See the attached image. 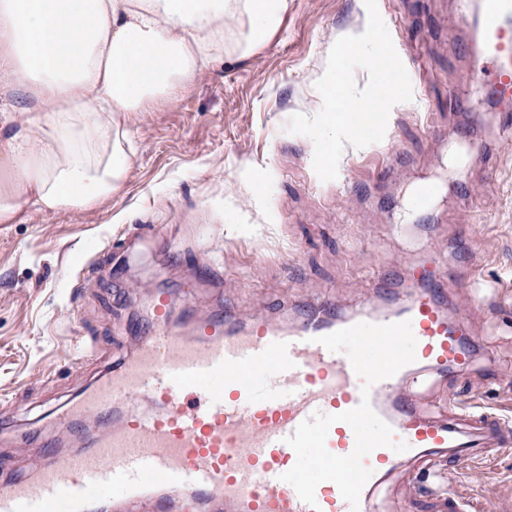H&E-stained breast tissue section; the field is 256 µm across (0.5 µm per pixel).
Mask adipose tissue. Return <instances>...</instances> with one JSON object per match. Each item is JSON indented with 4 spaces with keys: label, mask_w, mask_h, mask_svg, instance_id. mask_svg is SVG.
Here are the masks:
<instances>
[{
    "label": "adipose tissue",
    "mask_w": 512,
    "mask_h": 512,
    "mask_svg": "<svg viewBox=\"0 0 512 512\" xmlns=\"http://www.w3.org/2000/svg\"><path fill=\"white\" fill-rule=\"evenodd\" d=\"M290 0H0V224L125 183L128 120L279 35ZM25 113L15 122L14 113Z\"/></svg>",
    "instance_id": "1"
}]
</instances>
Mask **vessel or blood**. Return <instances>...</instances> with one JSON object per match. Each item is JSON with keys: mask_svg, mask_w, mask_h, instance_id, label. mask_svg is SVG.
<instances>
[{"mask_svg": "<svg viewBox=\"0 0 512 512\" xmlns=\"http://www.w3.org/2000/svg\"><path fill=\"white\" fill-rule=\"evenodd\" d=\"M478 78L490 79L497 96L512 101V0H481L477 28ZM444 264L416 266L403 275L395 304L374 314L341 318L320 301L290 324L257 318L210 320L188 336L173 332L175 298L158 291L149 326L141 330L136 355L119 362L77 401L56 416L68 426L75 414L109 417L120 404L145 400L149 410H131L101 436L87 457L62 455L30 477L0 484V512H92L102 501L122 512L150 499L154 484L203 498L210 512H371L368 493L351 510L338 486L320 483L315 504L300 499L283 473L296 463L285 442L312 414H340L358 406L363 381L344 352H332L319 337L364 321H410L416 360L370 388L373 410L406 443L410 458L442 451L480 458L504 442L496 420L485 414L460 419L456 411L436 418L402 392L410 374H464L473 360L465 322L439 304ZM355 447L351 426H330L326 448L335 455ZM400 455L379 447L363 464L369 486Z\"/></svg>", "mask_w": 512, "mask_h": 512, "instance_id": "b4317fda", "label": "vessel or blood"}]
</instances>
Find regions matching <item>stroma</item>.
<instances>
[{"mask_svg": "<svg viewBox=\"0 0 512 512\" xmlns=\"http://www.w3.org/2000/svg\"><path fill=\"white\" fill-rule=\"evenodd\" d=\"M458 0H377L400 58L422 56L411 101L395 105L383 140L345 145L338 175L321 180L314 145L289 118L314 115L334 43L367 26L364 0H292L280 36L250 59L215 62L169 98L132 113L129 175L110 203L43 214L24 208L0 224V480L24 476L31 458L83 453L105 433L94 418L56 427L53 416L136 349L138 328L164 288L172 326L189 332L212 315L298 320L317 299L347 315L391 303L381 276L450 254L443 301L467 314L473 363L444 381L422 375L414 391L439 414L491 412L512 428V140L499 133L504 104L462 85L471 29L449 30ZM468 97L448 108V90ZM456 131L446 151L437 129ZM400 153L385 176L366 155ZM437 186L430 207L409 212L417 186ZM94 345L81 369L70 360ZM27 453L15 443L31 425ZM401 460L373 493L376 512H447L448 493L473 512H512V445L488 465L440 456Z\"/></svg>", "mask_w": 512, "mask_h": 512, "instance_id": "1", "label": "stroma"}]
</instances>
